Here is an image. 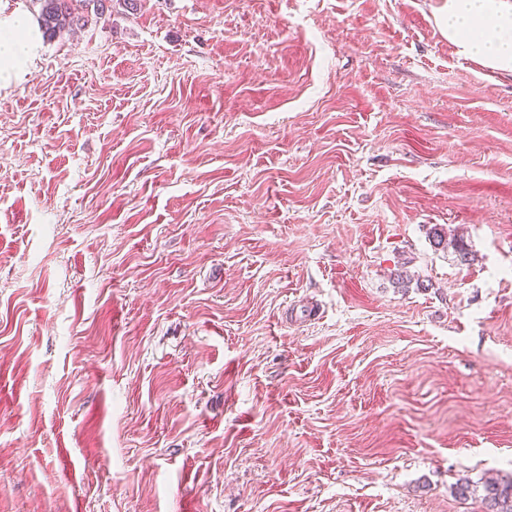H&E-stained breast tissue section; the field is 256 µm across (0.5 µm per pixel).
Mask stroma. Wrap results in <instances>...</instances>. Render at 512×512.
Masks as SVG:
<instances>
[{
    "mask_svg": "<svg viewBox=\"0 0 512 512\" xmlns=\"http://www.w3.org/2000/svg\"><path fill=\"white\" fill-rule=\"evenodd\" d=\"M440 4L113 0L0 89V512H483L512 78ZM428 236L435 250L448 251V248L451 247L460 264H470L473 260L471 252L463 238L451 233L448 235V229L443 228L442 225H434L431 227Z\"/></svg>",
    "mask_w": 512,
    "mask_h": 512,
    "instance_id": "1",
    "label": "stroma"
}]
</instances>
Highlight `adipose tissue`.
Listing matches in <instances>:
<instances>
[{
	"label": "adipose tissue",
	"instance_id": "adipose-tissue-1",
	"mask_svg": "<svg viewBox=\"0 0 512 512\" xmlns=\"http://www.w3.org/2000/svg\"><path fill=\"white\" fill-rule=\"evenodd\" d=\"M443 35L463 56L512 74V0H443ZM42 47L37 25L22 10H0V82L11 83Z\"/></svg>",
	"mask_w": 512,
	"mask_h": 512
}]
</instances>
